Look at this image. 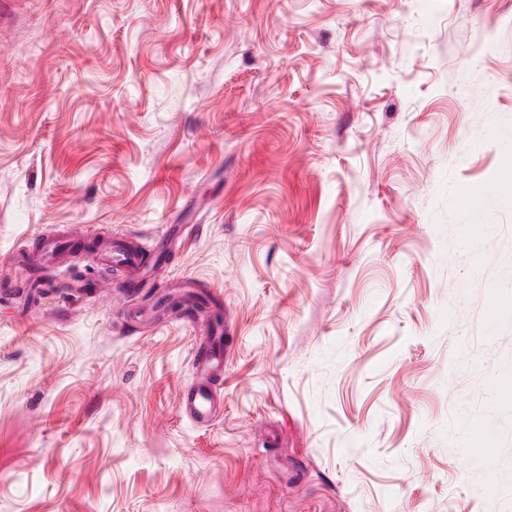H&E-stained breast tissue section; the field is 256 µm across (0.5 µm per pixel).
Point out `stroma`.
Masks as SVG:
<instances>
[{
  "label": "stroma",
  "instance_id": "stroma-1",
  "mask_svg": "<svg viewBox=\"0 0 512 512\" xmlns=\"http://www.w3.org/2000/svg\"><path fill=\"white\" fill-rule=\"evenodd\" d=\"M81 234L149 287L23 260ZM0 279V512H489L512 0H0ZM191 292L209 426V321L156 307ZM102 259L115 270L128 271L131 274V286L136 287L135 276L146 277L149 270L141 252L133 246H115L105 249ZM224 363V346L220 336L200 340L193 352L194 385L179 397L182 414L196 423L209 425L217 416V402L212 388L214 372Z\"/></svg>",
  "mask_w": 512,
  "mask_h": 512
}]
</instances>
